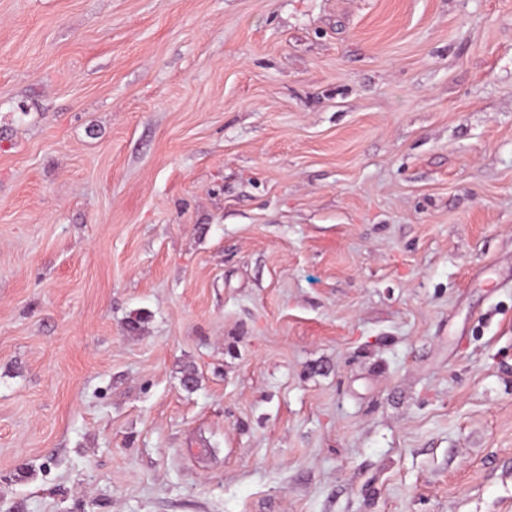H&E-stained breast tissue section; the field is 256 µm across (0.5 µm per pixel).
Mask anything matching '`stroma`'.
<instances>
[{"label":"stroma","mask_w":512,"mask_h":512,"mask_svg":"<svg viewBox=\"0 0 512 512\" xmlns=\"http://www.w3.org/2000/svg\"><path fill=\"white\" fill-rule=\"evenodd\" d=\"M0 512H512V0H0Z\"/></svg>","instance_id":"1"}]
</instances>
